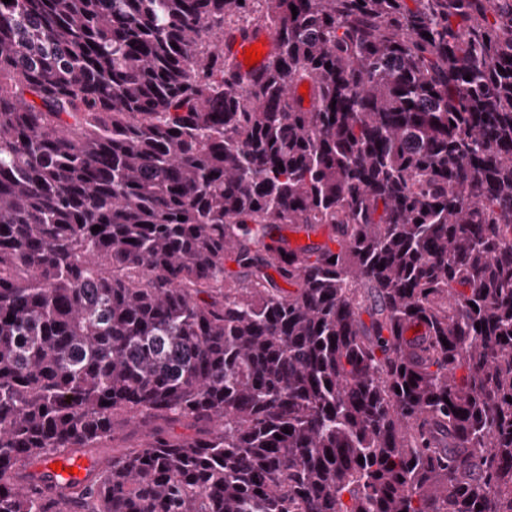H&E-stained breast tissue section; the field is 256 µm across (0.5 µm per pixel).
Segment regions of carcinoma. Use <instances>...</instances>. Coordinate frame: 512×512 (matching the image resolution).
<instances>
[{
    "instance_id": "carcinoma-1",
    "label": "carcinoma",
    "mask_w": 512,
    "mask_h": 512,
    "mask_svg": "<svg viewBox=\"0 0 512 512\" xmlns=\"http://www.w3.org/2000/svg\"><path fill=\"white\" fill-rule=\"evenodd\" d=\"M510 398L512 0H0V512H512ZM261 44V48L264 49L263 57L260 62H257L255 65L251 67H247L244 64L243 55L245 53V49L251 47L252 45ZM274 48V40L270 32L264 31L261 32L258 36L254 38L242 39L237 37L233 42V51L235 53L237 61L241 64L243 70L245 71H253L260 68L265 59L269 56V54L273 51ZM60 462V469L53 471L52 464ZM93 462L90 458L84 456H71L66 458H54L43 465H41L37 471L48 472L54 476L56 481L63 484H81L85 481L88 472L91 470ZM75 467L78 469L77 474L72 475L64 472V468Z\"/></svg>"
}]
</instances>
